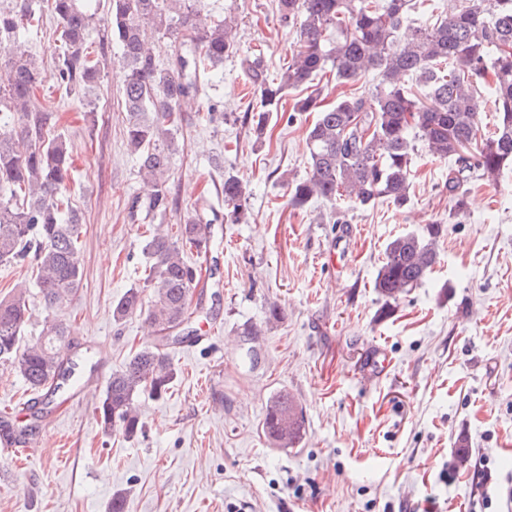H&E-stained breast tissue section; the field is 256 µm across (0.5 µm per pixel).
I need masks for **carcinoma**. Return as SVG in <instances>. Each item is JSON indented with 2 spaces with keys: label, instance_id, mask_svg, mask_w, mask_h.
<instances>
[{
  "label": "carcinoma",
  "instance_id": "cac0c4a2",
  "mask_svg": "<svg viewBox=\"0 0 512 512\" xmlns=\"http://www.w3.org/2000/svg\"><path fill=\"white\" fill-rule=\"evenodd\" d=\"M489 13L483 0H462L457 13L404 34L413 0H277L280 18L297 26V45L287 68L268 75L258 58L247 64L249 83L261 109L250 116L256 139L265 136L269 114L280 110L288 91L306 95L294 112H315L306 131L310 153L306 177L288 183V204L304 209L312 200H347L361 207L386 200L402 208L410 200L414 157L424 151L451 160L444 189L455 210L465 208L473 178L498 181L512 171V0H495ZM59 20L54 47L59 87L91 90L100 65L87 41L99 5L93 0H27L0 9V265L28 264L47 310L74 296L83 279L79 239L82 216L66 196L73 159L65 140L43 135L41 116L29 112L44 73L23 49L21 36L39 29L43 11ZM120 48L126 142L144 183L132 197L131 218L152 220L170 210L168 188L173 131L182 103L198 96L197 76L224 65L238 51L233 22L202 15L197 0H108L101 18ZM155 27L170 41L174 61L164 68L144 41L141 28ZM376 72L377 83L321 108L319 76L356 82ZM416 78L422 102L407 86ZM485 88L495 113L493 128L483 126L477 90ZM224 220L247 221L250 192L235 176L224 178ZM444 230L433 221L419 232L391 239L374 281L384 300L378 317L390 315L401 295L422 281L439 262L435 241ZM213 225L191 216L171 235L161 228L143 247L147 258L144 287L130 288L112 301V317L143 316L162 335V345L135 352L114 374L95 407L104 432L130 440L144 423L135 406L142 392L164 398L177 378L171 348L191 339L180 328L189 322L199 283L188 255L207 254ZM150 300L144 301V289ZM27 285L0 297V366L17 374L34 392L55 391L73 380L77 363L62 356L68 329L45 317L37 337L28 341ZM262 330L240 332L251 366L261 363ZM303 410L286 391L267 402L263 433L273 444L292 448L302 439ZM0 429L21 440L36 426L7 419Z\"/></svg>",
  "mask_w": 512,
  "mask_h": 512
}]
</instances>
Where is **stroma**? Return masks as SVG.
Returning <instances> with one entry per match:
<instances>
[{
	"label": "stroma",
	"mask_w": 512,
	"mask_h": 512,
	"mask_svg": "<svg viewBox=\"0 0 512 512\" xmlns=\"http://www.w3.org/2000/svg\"><path fill=\"white\" fill-rule=\"evenodd\" d=\"M232 15L239 51L208 74L176 132L169 183L184 216L223 218L226 176L247 183V223L200 257L203 290L192 320L201 344L174 353L177 378L165 399L140 395L144 430L128 440L104 433L94 408L108 376L152 345L142 318L117 321L112 302L143 285L146 223L132 220L143 185L125 138L119 46L107 28L89 47L102 79L91 101L65 95L53 76L57 21L46 17L29 46L47 78L32 112L62 136L75 159L69 183L85 215L83 280L55 315L77 352H93L80 385L57 396L31 436V451H0V512H505L512 498V175L469 185L451 215L448 164L419 154L410 203L370 207L288 204V182L309 170L306 130L315 115L271 113L266 138L243 117L256 99L246 61L260 53L269 73L286 64L296 31L276 0H203ZM210 107V119L201 110ZM441 220L440 260L417 288L378 319L373 281L387 243ZM283 310L266 324L269 303ZM265 326L262 362L244 364L237 333ZM386 368H376L373 356ZM294 395L305 433L279 448L262 431L278 390ZM31 394L0 368V409L30 421ZM467 435L466 450L457 438Z\"/></svg>",
	"instance_id": "obj_1"
}]
</instances>
